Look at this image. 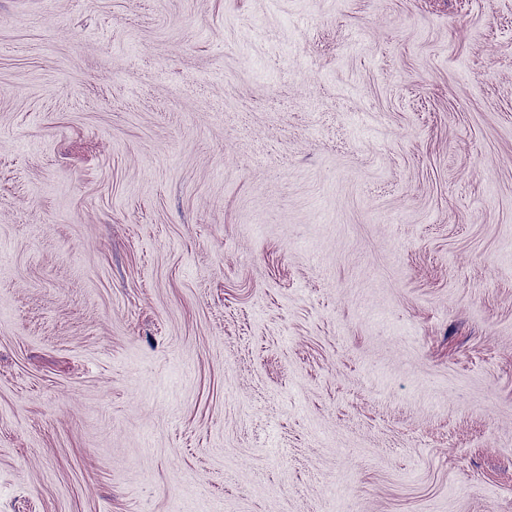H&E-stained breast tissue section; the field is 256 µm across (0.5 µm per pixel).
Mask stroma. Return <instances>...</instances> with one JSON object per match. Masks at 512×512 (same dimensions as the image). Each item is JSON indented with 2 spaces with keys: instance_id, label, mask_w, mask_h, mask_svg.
I'll list each match as a JSON object with an SVG mask.
<instances>
[{
  "instance_id": "1",
  "label": "stroma",
  "mask_w": 512,
  "mask_h": 512,
  "mask_svg": "<svg viewBox=\"0 0 512 512\" xmlns=\"http://www.w3.org/2000/svg\"><path fill=\"white\" fill-rule=\"evenodd\" d=\"M0 512H512V0H0Z\"/></svg>"
}]
</instances>
